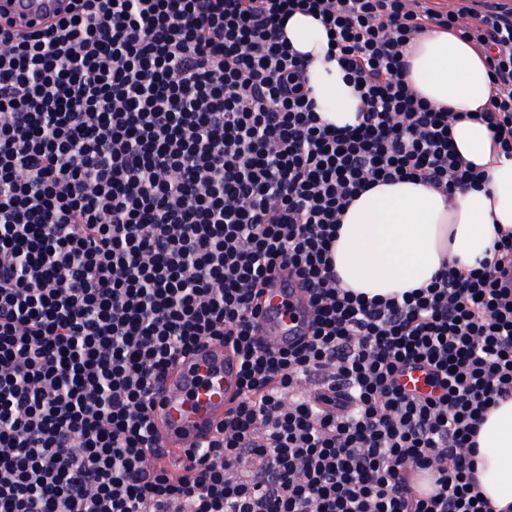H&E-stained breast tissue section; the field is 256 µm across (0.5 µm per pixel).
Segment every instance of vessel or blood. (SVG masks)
I'll use <instances>...</instances> for the list:
<instances>
[{
    "instance_id": "obj_1",
    "label": "vessel or blood",
    "mask_w": 512,
    "mask_h": 512,
    "mask_svg": "<svg viewBox=\"0 0 512 512\" xmlns=\"http://www.w3.org/2000/svg\"><path fill=\"white\" fill-rule=\"evenodd\" d=\"M66 6V0H0V12L8 13L17 33L45 26ZM303 303V292L296 284L274 281L264 295L263 314L259 319L266 345L277 349L304 333ZM238 372L237 357L213 344L174 368L157 401L161 455L174 460L184 458L194 443L213 434L225 408L238 392Z\"/></svg>"
}]
</instances>
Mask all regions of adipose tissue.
I'll list each match as a JSON object with an SVG mask.
<instances>
[{
    "instance_id": "1",
    "label": "adipose tissue",
    "mask_w": 512,
    "mask_h": 512,
    "mask_svg": "<svg viewBox=\"0 0 512 512\" xmlns=\"http://www.w3.org/2000/svg\"><path fill=\"white\" fill-rule=\"evenodd\" d=\"M290 47L309 60V84L324 122L353 125L363 103L311 16L285 24ZM408 83L429 102L463 113L451 132L462 162L483 170L485 185L448 196L405 180L358 195L344 213L336 272L344 287L368 297L402 296L426 286L448 263L464 269L491 260L497 229L512 230V158L496 155L486 123L469 120L491 96L480 50L455 30L425 29L405 50ZM482 491L493 505L512 504V397L487 416L475 458Z\"/></svg>"
}]
</instances>
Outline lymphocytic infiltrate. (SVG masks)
Wrapping results in <instances>:
<instances>
[{
  "mask_svg": "<svg viewBox=\"0 0 512 512\" xmlns=\"http://www.w3.org/2000/svg\"><path fill=\"white\" fill-rule=\"evenodd\" d=\"M297 11L359 90L357 124L318 114L283 33ZM430 25L483 51L476 118L511 157L512 0H73L22 36L0 18V512H494L474 456L512 397V232L494 263L399 298L334 269L359 193L481 179L457 113L402 77ZM279 278L311 321L272 349ZM205 342L238 355V394L174 472L158 389Z\"/></svg>",
  "mask_w": 512,
  "mask_h": 512,
  "instance_id": "obj_1",
  "label": "lymphocytic infiltrate"
}]
</instances>
